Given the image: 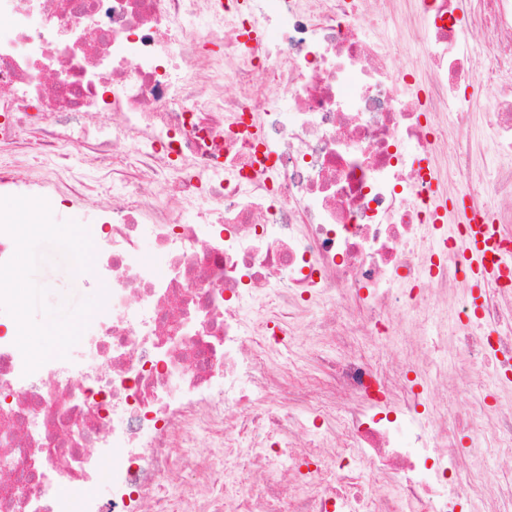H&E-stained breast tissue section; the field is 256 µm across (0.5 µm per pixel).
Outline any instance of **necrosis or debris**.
<instances>
[{
    "label": "necrosis or debris",
    "mask_w": 512,
    "mask_h": 512,
    "mask_svg": "<svg viewBox=\"0 0 512 512\" xmlns=\"http://www.w3.org/2000/svg\"><path fill=\"white\" fill-rule=\"evenodd\" d=\"M371 2L0 0V156L83 207L107 291L32 374L0 336V512H512V289L448 298L512 217V0L477 54L459 0ZM503 226L507 231L511 233L512 236V223L503 224ZM504 228L502 226L497 227L495 225L492 227L487 225H478L473 228L472 237L465 240L467 248L471 253L473 262L477 266H481L483 269H485L490 274V277H496L493 275V272L496 268H506L509 270L511 269L502 264H496V267L491 268L490 270L486 267L487 257L492 255L495 251L499 250L501 239L508 238V236L503 233L505 232Z\"/></svg>",
    "instance_id": "obj_1"
}]
</instances>
